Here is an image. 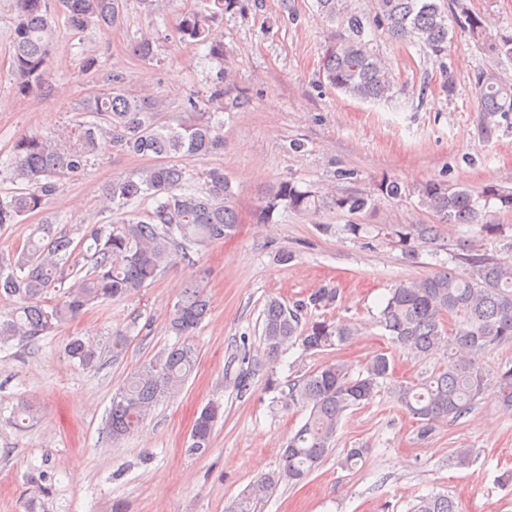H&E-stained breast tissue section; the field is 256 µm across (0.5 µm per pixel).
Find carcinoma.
<instances>
[{
  "instance_id": "1",
  "label": "carcinoma",
  "mask_w": 512,
  "mask_h": 512,
  "mask_svg": "<svg viewBox=\"0 0 512 512\" xmlns=\"http://www.w3.org/2000/svg\"><path fill=\"white\" fill-rule=\"evenodd\" d=\"M233 0H205L204 7L184 14L179 31L183 40L210 45L224 55V46L211 41L212 26ZM352 0H316L319 15L339 23L343 35L328 46L323 56V74L328 84L361 101L387 97L393 86L390 69L377 58L365 40V17L351 7ZM72 29L108 28L121 17V0H61ZM471 38L487 54L492 68L475 79L479 111L486 133L495 131L496 117L512 115V83L501 79L496 67L512 63V35H494L486 20L457 0ZM13 30V68L22 93L47 88L50 60L58 49L48 0H16ZM375 19L395 40L422 45L435 55L448 50V15L438 0H374ZM103 89L83 100L80 111L92 117L43 135L17 138L12 148L15 178L25 183L6 200H0V230L18 224L24 217L45 210L64 179L83 174L94 157L98 141L108 138L120 152L155 155L164 163L115 178L104 193L106 208L121 210L152 198L155 206L118 224L85 228L59 227L46 215L34 225L29 238L6 252L0 250V343L18 338L33 342L63 324L78 318L85 309L104 302L139 294L166 269L181 259L191 262L190 249L202 248L230 235L238 224L234 193L221 168L202 173L203 183L181 161L206 155L224 147L223 124L187 118L173 126L158 118L160 104L148 96H134L123 88V77L101 74ZM496 199L512 209V193L504 194L490 184L479 197L462 186L428 182L420 190V203L437 219L418 224L422 239L432 240L440 224H478L488 234L496 225L482 223L479 199ZM323 203L312 192L284 182L271 192L261 212L278 208L302 211ZM369 199L346 195L333 204L351 214L365 210ZM93 241L94 252L81 244ZM469 272L441 271L424 278L401 281L391 289L380 312L379 324L395 348L418 356L448 344L453 336L455 352L448 364L418 383L398 382L397 401L421 424V434L454 421L472 409L477 398L493 387L497 403L512 410V368L492 375L481 364V355L512 343V261H496L480 254L467 258ZM335 288H317L292 305L276 297L262 311L264 356L277 360L283 347L299 343L305 351L341 347L355 335L347 322L303 323L310 309L336 303ZM210 311L203 277L186 281L169 321L170 331L187 338L195 333ZM68 356L86 368L98 355L79 338L67 345ZM193 346L176 344L143 365L127 378L112 397L108 435L118 441L134 432L155 406L177 393L197 363ZM262 360L247 359L235 377L237 391L245 393ZM395 369L393 355L374 354L362 372L352 377L341 361L327 363L288 385V406L308 411L301 427L288 437L279 470L263 474L250 492L232 505L230 512H254L255 501L278 483L305 482L335 446L336 432L353 408L370 403L380 381L390 379ZM220 407L208 404L196 416L191 432V450L209 449ZM413 512H457L446 495L422 497Z\"/></svg>"
}]
</instances>
